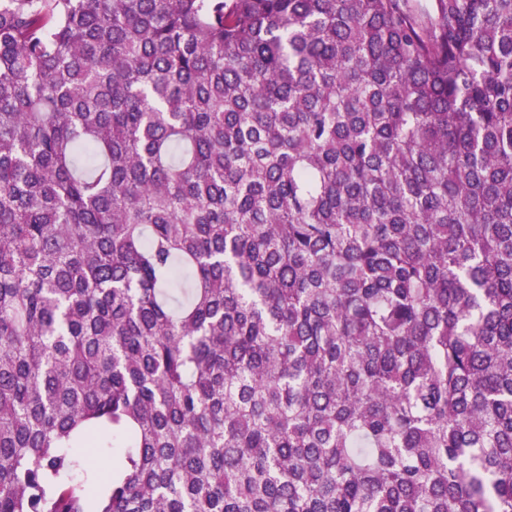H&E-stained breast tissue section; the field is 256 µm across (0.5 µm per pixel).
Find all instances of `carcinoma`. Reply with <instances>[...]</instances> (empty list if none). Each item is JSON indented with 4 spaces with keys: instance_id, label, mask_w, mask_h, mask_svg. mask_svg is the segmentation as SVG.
I'll return each instance as SVG.
<instances>
[{
    "instance_id": "carcinoma-1",
    "label": "carcinoma",
    "mask_w": 512,
    "mask_h": 512,
    "mask_svg": "<svg viewBox=\"0 0 512 512\" xmlns=\"http://www.w3.org/2000/svg\"><path fill=\"white\" fill-rule=\"evenodd\" d=\"M0 512H512V0H0Z\"/></svg>"
}]
</instances>
